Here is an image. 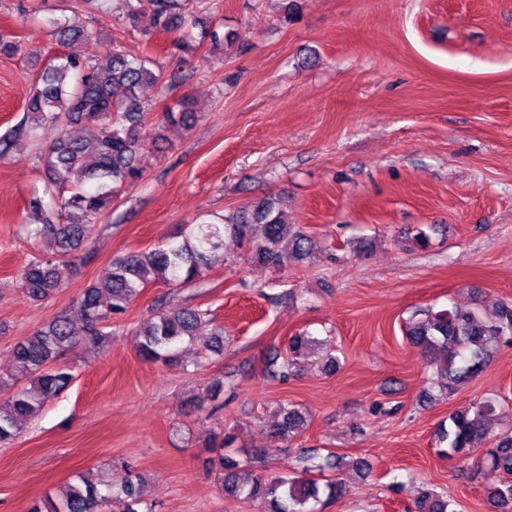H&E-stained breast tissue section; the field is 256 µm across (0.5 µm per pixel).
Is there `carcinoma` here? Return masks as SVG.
Returning a JSON list of instances; mask_svg holds the SVG:
<instances>
[{
	"label": "carcinoma",
	"mask_w": 512,
	"mask_h": 512,
	"mask_svg": "<svg viewBox=\"0 0 512 512\" xmlns=\"http://www.w3.org/2000/svg\"><path fill=\"white\" fill-rule=\"evenodd\" d=\"M190 2L126 0L125 20L133 28L140 14L148 10L160 29L186 30L192 25ZM53 26L52 36L61 44L86 34L84 27L67 21L56 20ZM161 81L162 70L156 61L134 54L121 44L113 45L110 55L99 63L67 54L55 57L41 71L24 108L29 122L27 134H35L46 124L64 127L80 123L103 125L108 132L88 138L62 134L40 156L42 189L29 196L27 208L41 215L42 222L27 225L28 236H52L62 257L83 250L91 224L100 212L141 177L138 155L149 105L140 99L137 89ZM257 226L262 228L260 237L254 233ZM226 237L245 245L249 260L265 268L300 261L313 246L309 235L288 223L272 197L261 198L250 209L226 216L220 223L192 224L144 255L129 253L114 259L105 288L84 290L78 307L93 343L106 342L108 334L102 328L126 312L139 289L156 281L191 282L201 276L203 269L224 263ZM21 285L30 301L51 298L59 288L53 260H30L22 270ZM104 291L109 296L106 305L101 301ZM211 323L210 312L198 307L163 309L139 331L141 355L151 362L176 365L184 339H197ZM405 335L425 357L440 362L428 383L440 397H448L486 369L495 348L512 340V302H501L491 314L479 306L420 309L408 320ZM76 340L67 319L60 317L16 343L14 372L0 375V388L13 386L21 377L28 378L30 384L0 406V443L15 439L24 418L69 388L74 375L58 359ZM321 346V340L304 332L290 337L282 357V377L295 371L300 358L312 354L321 355L324 371H335L336 357L322 354ZM496 406L495 400L481 398L452 410L448 426L439 429L437 439L447 445L448 457L467 459L477 453L478 467L502 473L504 479L491 489L488 499L495 512H512V428L490 435L489 417ZM307 425V416L297 405L280 404L269 433L290 441ZM489 436V447H476ZM232 441L229 433L209 440V447L218 451L217 480L230 496L266 499L270 512H319L317 505L345 493L346 483L335 478L321 480L286 471L271 477L255 474L246 461L224 453ZM117 486L118 494L124 497V512H138L141 488L137 476L127 471ZM104 500L99 483L83 475L79 483L69 486L59 504H50V510L101 512ZM408 512L455 510L448 499L427 490Z\"/></svg>",
	"instance_id": "obj_1"
}]
</instances>
